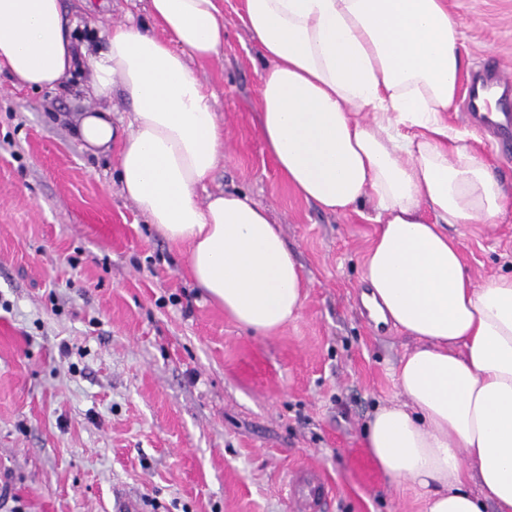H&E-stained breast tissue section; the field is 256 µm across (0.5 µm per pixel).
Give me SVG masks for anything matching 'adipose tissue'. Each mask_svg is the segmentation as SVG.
Listing matches in <instances>:
<instances>
[{
  "label": "adipose tissue",
  "instance_id": "1",
  "mask_svg": "<svg viewBox=\"0 0 512 512\" xmlns=\"http://www.w3.org/2000/svg\"><path fill=\"white\" fill-rule=\"evenodd\" d=\"M149 16L108 29L91 56L62 0H0V70L55 89L88 59L98 106L76 118L75 139L92 151L121 140L122 195L187 245L192 279L226 314L274 333L302 307L295 256L244 194L197 195L224 131L188 61L222 52L221 0H150ZM243 22L264 61L269 154L323 210L374 209L362 301L417 341L395 370L405 403L367 423L373 461L424 512H512V277L475 284L447 231L496 223L512 201L448 124L467 61L447 0H244ZM117 86L133 103L124 127L105 107Z\"/></svg>",
  "mask_w": 512,
  "mask_h": 512
}]
</instances>
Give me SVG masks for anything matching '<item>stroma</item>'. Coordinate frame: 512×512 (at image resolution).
I'll return each instance as SVG.
<instances>
[{
    "label": "stroma",
    "mask_w": 512,
    "mask_h": 512,
    "mask_svg": "<svg viewBox=\"0 0 512 512\" xmlns=\"http://www.w3.org/2000/svg\"><path fill=\"white\" fill-rule=\"evenodd\" d=\"M224 2V49L191 61L214 96L224 156L200 199L236 190L268 210L301 266L297 318L269 336L197 288L186 246L147 223L117 183L116 150L91 152L65 124L96 106L80 85L18 89L0 73V512H292L288 482L329 479L323 512H423L365 444L379 407L402 402L394 370L411 338L361 300L371 207L331 213L302 198L267 153L258 47ZM469 83L512 69V0H448ZM75 39L102 42L148 0H102ZM467 132L512 197V145ZM476 284L512 275V206L495 224H453Z\"/></svg>",
    "instance_id": "obj_1"
}]
</instances>
